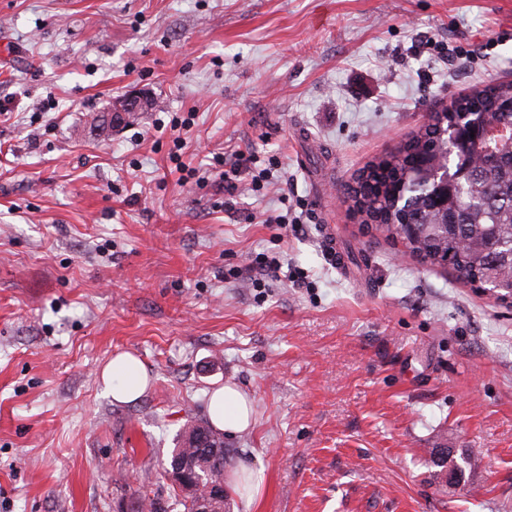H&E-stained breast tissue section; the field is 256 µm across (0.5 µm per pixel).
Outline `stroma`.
Listing matches in <instances>:
<instances>
[{
	"label": "stroma",
	"mask_w": 512,
	"mask_h": 512,
	"mask_svg": "<svg viewBox=\"0 0 512 512\" xmlns=\"http://www.w3.org/2000/svg\"><path fill=\"white\" fill-rule=\"evenodd\" d=\"M1 39L0 512L167 499L224 384L252 401L232 465L264 476L227 512H512V304L346 199L428 113L512 80V0H0ZM131 93L156 107L99 136ZM235 150L281 166L227 211ZM262 252L305 283L254 287ZM120 352L150 375L131 404L100 383ZM446 446L482 458L452 491L426 480Z\"/></svg>",
	"instance_id": "stroma-1"
}]
</instances>
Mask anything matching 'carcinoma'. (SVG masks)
<instances>
[{
  "instance_id": "carcinoma-1",
  "label": "carcinoma",
  "mask_w": 512,
  "mask_h": 512,
  "mask_svg": "<svg viewBox=\"0 0 512 512\" xmlns=\"http://www.w3.org/2000/svg\"><path fill=\"white\" fill-rule=\"evenodd\" d=\"M512 102V81L499 82L476 94L453 99L444 112H484L494 120ZM459 151L451 163L472 165L474 180L469 188L455 194L433 189L428 181L418 180L410 171L423 165L430 157L445 154L448 142L435 130L419 131L405 143L372 163L366 169L372 181L371 196L352 195L354 209L364 221L380 220L381 232L409 219L417 224L418 232L403 229L401 239L409 255L425 252L427 263L450 268L461 282L479 288L506 276L509 265L498 261L499 256L512 250V128L480 135L479 126L466 119L457 124ZM496 158L492 166L480 164L482 157ZM448 212L451 228L448 237L437 239L430 224ZM230 462L224 448L223 434L213 430L208 421L194 420L184 425L178 434L164 468V473L176 469L194 481L191 493L171 484V505L182 512H211L222 508L224 496L214 493L224 482L225 467ZM480 459L470 450L449 457L433 448L429 453V478L436 482L450 473L456 482L479 468Z\"/></svg>"
}]
</instances>
